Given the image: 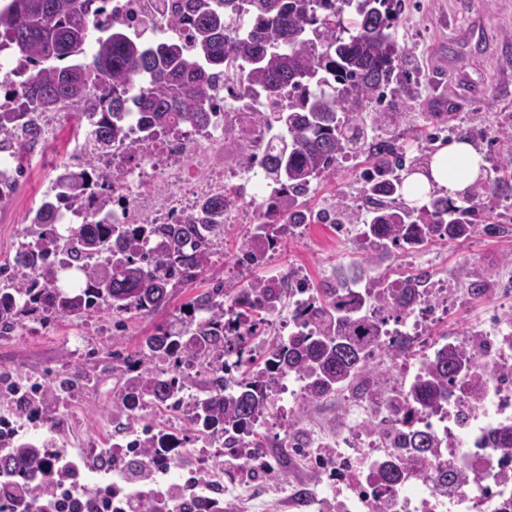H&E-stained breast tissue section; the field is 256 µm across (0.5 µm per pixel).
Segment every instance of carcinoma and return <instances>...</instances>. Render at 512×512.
Returning a JSON list of instances; mask_svg holds the SVG:
<instances>
[{"label": "carcinoma", "instance_id": "carcinoma-1", "mask_svg": "<svg viewBox=\"0 0 512 512\" xmlns=\"http://www.w3.org/2000/svg\"><path fill=\"white\" fill-rule=\"evenodd\" d=\"M95 2L0 0V53L15 50L18 69L35 67L20 89L30 111L0 112V145L21 152L38 136L34 113L60 108L86 122L94 139L91 156L61 165L50 193L28 215L25 246L42 265L35 277L0 288V336L14 334L28 318L50 323L92 313L151 315L168 307L172 289L212 270L215 247L224 240L222 197L203 203L181 224L89 222L65 235L51 213L58 202H78L96 187L105 189L109 173L98 157L113 145L124 141L129 155L140 156L160 132L207 124L230 57L242 61L246 95H263L274 106L255 113L256 124L277 132L276 149L265 161L275 189L235 254L242 263L257 265L281 245L286 237L280 225L310 223L313 183L348 156L365 155L375 173L363 183L374 206L358 246L379 255L391 246L409 250L466 239L478 224L475 200L512 196V172L502 166L458 201L433 192L421 207L402 202L406 149L379 138L392 113L359 112L362 103L381 99L397 77L402 52L393 33L396 0H221L222 16L207 0H196L188 39L157 43L100 21ZM92 26L103 33L92 61L58 65L85 54ZM134 111L144 113L146 133L131 139L124 119ZM211 283L185 304L179 330L158 325L134 353L119 356L126 410L177 395L187 379L181 365L206 352L214 359L207 371L211 390L192 408V422L214 433L253 435L254 423L275 405L276 379H303L306 399L315 400L368 372L387 325L405 318L414 295L410 279L399 282L398 294L374 277L366 278L361 294L339 282L312 287L310 330L269 343L259 360L251 344L280 316L288 286L260 278L230 291L217 273ZM159 361L175 372L156 366ZM455 379L481 389L479 355L443 350L423 361L404 401L408 422L440 405ZM409 442L421 452L437 447L420 429L409 433ZM11 459L20 476L43 466L39 449L25 442Z\"/></svg>", "mask_w": 512, "mask_h": 512}]
</instances>
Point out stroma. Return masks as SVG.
Instances as JSON below:
<instances>
[{
  "instance_id": "obj_1",
  "label": "stroma",
  "mask_w": 512,
  "mask_h": 512,
  "mask_svg": "<svg viewBox=\"0 0 512 512\" xmlns=\"http://www.w3.org/2000/svg\"><path fill=\"white\" fill-rule=\"evenodd\" d=\"M395 40L407 50L402 67L411 72V80L396 83L383 106L372 103L368 109L396 113L392 132L406 147L408 159L422 163L434 154L436 144L417 137L415 128L424 125L428 113L444 112L449 127L473 134V144L483 152L488 168L512 162V148L499 133L502 126H512V0H402ZM28 164L40 170L41 183L33 187L21 180L12 202L0 209V264L18 247L29 211L38 206L56 176L55 169L44 167L41 153H30ZM340 198L347 204L345 221L360 225L369 203L350 159L317 181L310 205L325 210ZM247 231L244 224L224 227V241L217 247L213 268L223 273L225 287L238 288L248 279L275 277L289 269L300 271L317 286L330 280L338 268L368 265V253L356 249L353 236L335 225L316 223L302 225L286 245L268 252L261 265L239 272L232 268V257ZM510 254L512 222L505 221L492 235L479 229L462 241H436L417 251L390 249L374 273L386 286L424 264L440 278L455 273L461 289L467 288L474 275L484 276L485 295L464 297L450 306L447 315L429 330L435 337L479 325L491 312L503 317L512 314V293L496 290L499 279L512 274V264L506 261ZM208 285L203 277L174 289L169 306L152 316L92 314L48 324L29 320L20 334L0 337V415L21 413L15 398L5 392V382L22 387L34 379L46 383L83 373V381L74 390L43 399L58 427L46 428L29 417L24 420L26 436L44 435L50 445L82 454L83 439L108 436L113 424L112 412L124 382L122 372L114 367L113 353L135 350L156 324L176 322L184 304ZM348 405L342 395L312 401L296 408L294 420L309 438L322 436L332 441L340 430L336 420ZM264 437L270 445L272 476L262 479L242 470L230 481L216 468L207 475V484L221 488L225 505L246 502L249 512H266L268 500L289 504L292 486L304 483L314 491L316 512H336L335 487L319 480L304 459L288 457L280 447L283 432L268 431Z\"/></svg>"
}]
</instances>
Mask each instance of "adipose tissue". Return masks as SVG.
I'll use <instances>...</instances> for the list:
<instances>
[{
  "label": "adipose tissue",
  "instance_id": "adipose-tissue-1",
  "mask_svg": "<svg viewBox=\"0 0 512 512\" xmlns=\"http://www.w3.org/2000/svg\"><path fill=\"white\" fill-rule=\"evenodd\" d=\"M484 164L482 153L472 143L451 141L425 166L406 174L403 196L414 206L423 205L434 191L460 199L478 179Z\"/></svg>",
  "mask_w": 512,
  "mask_h": 512
}]
</instances>
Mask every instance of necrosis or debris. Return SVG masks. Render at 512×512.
<instances>
[{"mask_svg":"<svg viewBox=\"0 0 512 512\" xmlns=\"http://www.w3.org/2000/svg\"><path fill=\"white\" fill-rule=\"evenodd\" d=\"M106 18L135 35L148 27L169 31L171 20L162 0H110ZM214 104L216 115L211 124L182 128L155 139L149 151L136 160H128L119 146L100 157V167L111 175L112 197L111 205L102 211L112 223L140 224L149 220L175 224L204 200L217 195L225 201V223L245 222L251 206L246 186L262 185L260 173L253 167L214 166L212 151L223 145L224 132L230 127L246 128L244 153L260 155L268 151L274 141L272 134L257 137L250 133L253 113L264 110L266 103L259 97L240 96L232 80L221 88ZM35 123L42 138L50 139L71 159H82L93 149L89 133L67 132L54 112L37 115ZM415 283L422 299L409 307L404 320L389 328L388 339L424 336L456 297L453 279L434 278L428 269L418 271ZM449 346L474 350L483 358L486 385L476 394L466 384H450L442 411L416 417L415 427L433 433L438 440L434 455L425 459L395 445L398 432L405 428L402 396L410 382L402 375L381 378L378 395L360 398L349 406V415L367 413L375 424L374 431L355 429L337 440L335 450L309 452L316 474L342 491L336 501L337 512H512V448H500L494 442L498 431L512 425V325L493 313L481 326L463 335L430 342L427 352ZM176 436L173 428L134 427L115 434L111 447L97 449L96 454L105 463L117 455L158 472L173 469L179 457ZM206 445L192 480H203L228 450L258 460L266 456L264 449L242 436L229 446L223 434L210 435ZM54 455V449H46L43 457L47 468L29 474L28 479L34 484L49 482V497L56 502L58 512H222L224 508L217 492L192 496L184 502L149 500L141 507L126 503L117 494L80 501L74 486L82 482V474L56 480ZM384 459L399 461L398 481H389L379 469L378 463ZM439 467L464 471L465 477L449 481L437 495L411 492V485L428 483L431 472Z\"/></svg>","mask_w":512,"mask_h":512,"instance_id":"4bbe7bcc","label":"necrosis or debris"}]
</instances>
